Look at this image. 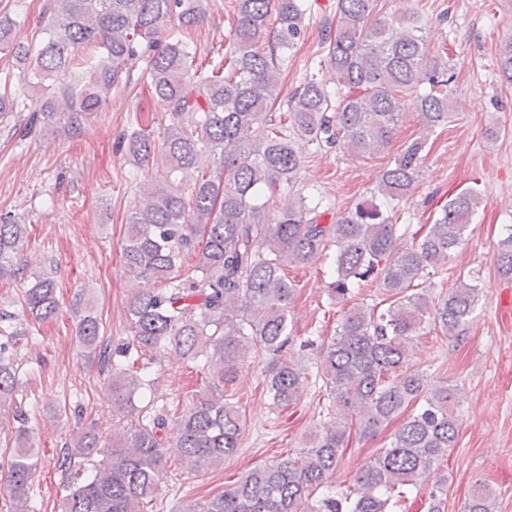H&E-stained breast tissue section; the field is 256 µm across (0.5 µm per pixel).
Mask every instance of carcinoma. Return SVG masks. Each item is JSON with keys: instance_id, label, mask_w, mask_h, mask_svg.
Here are the masks:
<instances>
[{"instance_id": "cac0c4a2", "label": "carcinoma", "mask_w": 512, "mask_h": 512, "mask_svg": "<svg viewBox=\"0 0 512 512\" xmlns=\"http://www.w3.org/2000/svg\"><path fill=\"white\" fill-rule=\"evenodd\" d=\"M379 2L336 0V26L322 30L324 64L336 90L306 80L288 100L278 128L269 112L309 0H234L227 72L221 64L190 78L195 54L181 39L148 60L151 91L171 123L158 141L133 131L127 149L139 163L166 165L176 181L170 188L143 184L128 219L122 258L136 357L113 361L91 312L77 326L80 346L106 373L112 411L130 426L105 443L90 432L77 447L63 449L57 459L67 476L61 512H159L168 458L199 473L236 456L245 414L229 388L248 352L266 357L273 405L299 403L309 378L288 331L297 288L286 269L313 264L332 245L329 295L344 300L374 284L389 305L378 312L355 304L341 313L328 343L304 342L317 346L326 392L323 421L305 446L254 467L184 512H389L406 488L424 485L455 447L456 388L431 383L411 364L412 349L430 322L448 336L467 324L480 287L475 279L462 281L435 297L414 287L448 264L478 205L476 196L454 195L422 234L399 232L395 208L420 176L427 146L422 136L383 172L378 195L353 203L333 224L320 223L326 212L320 201L301 197L287 210L274 204L277 191L293 189L304 146L326 142L371 155L391 141L411 94L425 131L448 122L452 66L430 55L418 12L389 15ZM44 14L48 36L34 53L14 42V21L0 16V50H11L20 64L33 63L31 78L17 91H9V76H0V116L32 111L39 92L43 115L79 131L86 118L103 111L126 62L154 46L164 29L202 23L206 0H47ZM88 47L100 54L81 58ZM497 72L512 85V38L499 50ZM424 82L428 88L422 90ZM25 230L0 223L1 279L18 275L15 259ZM493 262L512 276L511 227ZM24 304L37 320L54 318V279L38 276ZM18 335L0 326V406L18 392L12 354ZM172 352L202 359L210 385L184 411L171 443L164 411L139 406L136 399L150 384V365ZM412 405L389 445L355 473L352 487L333 491L352 429L373 438ZM13 419L18 427L6 479L10 512H34L29 502L40 460L22 407H15ZM464 512H494L483 483H475Z\"/></svg>"}]
</instances>
